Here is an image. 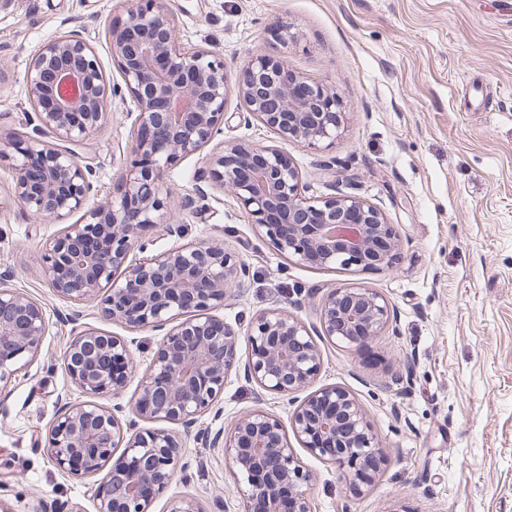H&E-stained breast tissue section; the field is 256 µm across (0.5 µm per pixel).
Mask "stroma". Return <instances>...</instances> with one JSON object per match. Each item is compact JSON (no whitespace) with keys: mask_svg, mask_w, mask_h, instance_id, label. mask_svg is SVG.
<instances>
[{"mask_svg":"<svg viewBox=\"0 0 512 512\" xmlns=\"http://www.w3.org/2000/svg\"><path fill=\"white\" fill-rule=\"evenodd\" d=\"M181 47H205L235 81L255 55L281 60L293 74L333 90L345 114L336 140L312 149L278 135L229 95L215 142L283 145L310 197L352 190L380 208L400 233L399 257L380 271L301 264L259 238L230 192L194 180L209 152L167 179L185 241H222L250 267L251 285L233 292L219 315L242 334L261 312L281 307L307 325L334 287L381 292L398 316L396 332L360 352L318 339L323 363L315 387L336 385L362 404L387 461L362 492L341 470L289 439L310 475V512H512V0H165ZM127 0H0V129L25 131V75L47 40L82 30L109 82H119L105 28ZM287 26L280 41L276 26ZM492 110L479 108L481 99ZM134 118L114 102L101 126L69 151L97 170L109 197L129 160ZM196 210L180 211L184 196ZM59 224L41 222L13 196L0 166V277L40 303L47 332L40 354L0 383V503L34 512H96L94 482L56 468L47 433L61 402L83 401L62 357L87 328L130 341L137 364L115 403L138 392L163 334L132 331L102 318L96 300L61 299L41 257ZM218 406L198 425L229 429L263 408L289 422L294 400L260 393L231 374ZM194 499L202 512H242L218 448L188 441L180 468L150 512L171 499Z\"/></svg>","mask_w":512,"mask_h":512,"instance_id":"1","label":"stroma"}]
</instances>
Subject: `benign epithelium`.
I'll return each instance as SVG.
<instances>
[{"label": "benign epithelium", "instance_id": "benign-epithelium-1", "mask_svg": "<svg viewBox=\"0 0 512 512\" xmlns=\"http://www.w3.org/2000/svg\"><path fill=\"white\" fill-rule=\"evenodd\" d=\"M107 37L119 84L107 82L82 33L68 31L42 45L25 76L36 138L0 132V164L8 163L15 198L35 218L60 223L82 213L43 257L56 294L70 302L97 295L104 318L165 331L132 411L144 422L177 421L188 434L237 367L261 390L289 396L313 384L322 360L313 330L273 308L248 325V353L240 362L239 334L213 311L224 307L230 289L249 286V270L223 245L179 244L134 258L153 233L180 235V225L167 221L168 173L209 146L232 93L282 141L314 149L336 139L343 112L335 92L267 55L252 58L229 85L215 52L178 45L162 0H135L112 17ZM116 97L131 102L135 114L136 158L117 194L97 203L94 167L55 142L86 139ZM208 177L234 195L258 236L300 263L382 270L391 267L400 246L395 225L365 199L305 196L300 172L278 147L228 142L211 157ZM395 321L394 308L377 290L336 288L322 302L318 335L358 352ZM46 331L41 304L0 286V382L38 354ZM133 367L124 338L93 329L78 332L64 357L67 375L88 400L61 406L48 452L60 471L97 479L96 512H149L185 449V438L173 430H124L114 409L96 401L121 396ZM291 429L311 456L348 467L354 491L370 485L381 469L384 458L361 405L344 388L309 393L294 409ZM195 437L224 451L243 512H310V475L277 416L256 410L227 435L199 431ZM117 448L123 452L115 454Z\"/></svg>", "mask_w": 512, "mask_h": 512}]
</instances>
